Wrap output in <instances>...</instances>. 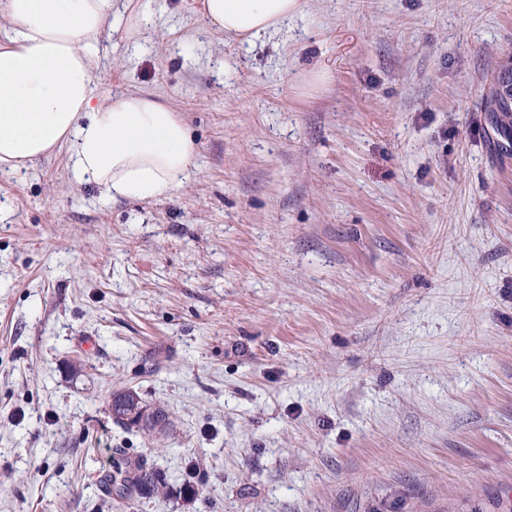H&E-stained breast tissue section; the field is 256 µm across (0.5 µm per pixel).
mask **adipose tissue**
Here are the masks:
<instances>
[{
	"instance_id": "1",
	"label": "adipose tissue",
	"mask_w": 512,
	"mask_h": 512,
	"mask_svg": "<svg viewBox=\"0 0 512 512\" xmlns=\"http://www.w3.org/2000/svg\"><path fill=\"white\" fill-rule=\"evenodd\" d=\"M112 0H0L13 29L0 41V171L15 172L60 149L81 183L105 196L165 197L196 155L188 127L165 102L94 92L97 36ZM302 0H203L202 17L250 42L281 28Z\"/></svg>"
}]
</instances>
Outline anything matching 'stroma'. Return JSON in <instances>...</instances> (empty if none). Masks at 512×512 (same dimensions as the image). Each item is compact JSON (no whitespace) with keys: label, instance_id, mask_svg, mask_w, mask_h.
<instances>
[{"label":"stroma","instance_id":"1","mask_svg":"<svg viewBox=\"0 0 512 512\" xmlns=\"http://www.w3.org/2000/svg\"><path fill=\"white\" fill-rule=\"evenodd\" d=\"M150 24L140 43L127 3ZM112 0L96 93L197 145L162 199L0 172V512H496L512 500V0H303L254 43ZM130 387L166 425L114 422ZM492 97L486 98V112H493L496 118L497 126L504 133H508L512 138V94L505 91V96L499 97L495 104ZM112 482L114 483V479L111 475L107 485V493L111 496L114 493L115 497L121 501H128L137 495L158 494L165 488L159 474L153 469L145 467L140 461L131 470L127 462V469L124 471L123 477L125 488L114 491L112 489Z\"/></svg>","mask_w":512,"mask_h":512}]
</instances>
